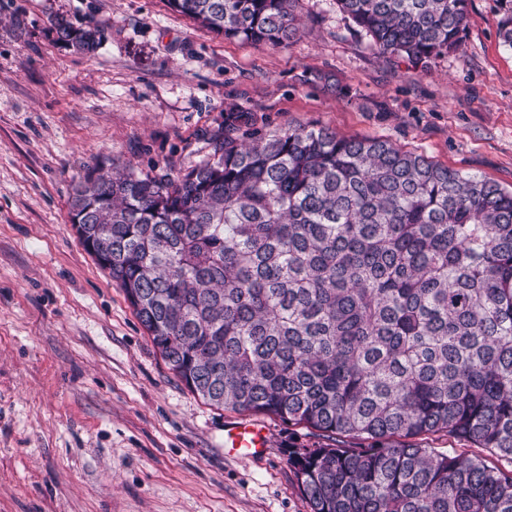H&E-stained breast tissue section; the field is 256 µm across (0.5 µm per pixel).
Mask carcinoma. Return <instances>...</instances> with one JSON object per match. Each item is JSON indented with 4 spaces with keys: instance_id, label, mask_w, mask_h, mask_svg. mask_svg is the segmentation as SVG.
<instances>
[{
    "instance_id": "cac0c4a2",
    "label": "carcinoma",
    "mask_w": 512,
    "mask_h": 512,
    "mask_svg": "<svg viewBox=\"0 0 512 512\" xmlns=\"http://www.w3.org/2000/svg\"><path fill=\"white\" fill-rule=\"evenodd\" d=\"M165 2L226 38L301 36L300 0ZM467 2L336 5L411 71L459 48ZM494 12L512 48V0ZM255 124L230 111L183 174L85 176L80 243L193 394L315 438L286 448L310 512H512V191L387 138Z\"/></svg>"
}]
</instances>
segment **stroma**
I'll list each match as a JSON object with an SVG mask.
<instances>
[{
    "instance_id": "1",
    "label": "stroma",
    "mask_w": 512,
    "mask_h": 512,
    "mask_svg": "<svg viewBox=\"0 0 512 512\" xmlns=\"http://www.w3.org/2000/svg\"><path fill=\"white\" fill-rule=\"evenodd\" d=\"M493 9L468 0L460 50L410 76L335 0H302L285 49L164 0H0V512H310L284 452L304 429L185 387L81 245L74 188L94 167L191 169L236 107L265 134L387 138L512 190V48ZM61 21L100 29V45L60 42ZM244 419L268 435L251 461L224 452Z\"/></svg>"
}]
</instances>
